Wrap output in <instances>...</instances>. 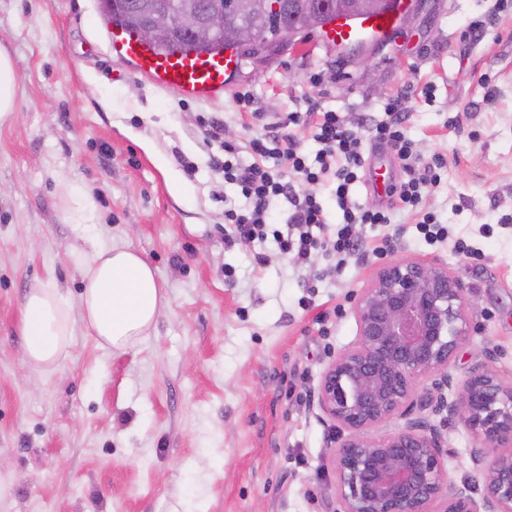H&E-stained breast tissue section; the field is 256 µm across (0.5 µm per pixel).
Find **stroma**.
<instances>
[{
    "label": "stroma",
    "mask_w": 512,
    "mask_h": 512,
    "mask_svg": "<svg viewBox=\"0 0 512 512\" xmlns=\"http://www.w3.org/2000/svg\"><path fill=\"white\" fill-rule=\"evenodd\" d=\"M477 20L483 36L465 39ZM105 24L100 0H0L16 77V117L0 124V465L11 473L0 512H341L336 431L313 393L355 341L353 307L381 260L365 249L341 266L320 251L297 265L270 238L226 243L224 211L243 198L213 160L230 143L251 162L253 136L319 100L365 118L351 196L391 208L372 176L404 173L369 127L386 99L408 94L416 166L447 162L424 205L448 238L427 245L407 213L356 231L394 234L389 258L441 261L469 286L457 379L487 353L512 377V0H413L367 70L314 31L244 58L212 100L134 73L110 54ZM111 245L135 248L157 274L167 304L148 334L115 353L78 322L54 369L28 366L29 289L47 281L77 301L92 248ZM472 445L449 424L448 470L478 491Z\"/></svg>",
    "instance_id": "35a3bbf8"
}]
</instances>
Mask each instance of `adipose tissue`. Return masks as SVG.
Masks as SVG:
<instances>
[{
  "mask_svg": "<svg viewBox=\"0 0 512 512\" xmlns=\"http://www.w3.org/2000/svg\"><path fill=\"white\" fill-rule=\"evenodd\" d=\"M82 282L75 305L46 284L28 291L21 327L31 367H50L67 356L77 318L102 345L127 351L150 329L166 303L154 269L127 245L95 249Z\"/></svg>",
  "mask_w": 512,
  "mask_h": 512,
  "instance_id": "ef3b65f1",
  "label": "adipose tissue"
}]
</instances>
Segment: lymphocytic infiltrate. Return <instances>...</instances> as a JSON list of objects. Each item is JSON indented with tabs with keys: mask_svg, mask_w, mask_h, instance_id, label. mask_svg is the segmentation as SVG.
<instances>
[{
	"mask_svg": "<svg viewBox=\"0 0 512 512\" xmlns=\"http://www.w3.org/2000/svg\"><path fill=\"white\" fill-rule=\"evenodd\" d=\"M383 110L386 118L375 124L372 132L375 138L390 143L402 161L405 173L401 181L391 186L390 192L399 208L418 211L417 228L427 244H434L447 238L448 230L439 224L434 212L421 210L420 205L424 188L438 183L439 171L444 168L445 161L438 156L432 164L415 168L412 163L413 143L404 127L407 110L404 97L388 100ZM301 121L315 128V138L320 144L315 158L311 160L302 153L287 130L288 125ZM361 146L357 125L320 103L312 102L305 111L288 113L286 121L266 128L263 134L250 140L251 164L228 159L221 162L225 181L237 184L245 199L242 209L225 211V223L234 225L244 238H264L270 206L274 200L284 197L291 204L292 211L288 216L287 233L278 237L283 253L293 254L297 261L303 263L319 250L348 258L367 247L374 255H385L390 247L389 239H382L369 247L354 232L358 224L377 226L391 221L390 211L363 209L349 201V187L357 181L362 167ZM329 175L337 181L336 198L342 211V222L335 238L327 241L313 234L314 229L327 222L322 203L315 195L292 193L288 181L294 178L316 184Z\"/></svg>",
	"mask_w": 512,
	"mask_h": 512,
	"instance_id": "lymphocytic-infiltrate-1",
	"label": "lymphocytic infiltrate"
}]
</instances>
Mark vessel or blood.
<instances>
[{"label":"vessel or blood","instance_id":"obj_1","mask_svg":"<svg viewBox=\"0 0 512 512\" xmlns=\"http://www.w3.org/2000/svg\"><path fill=\"white\" fill-rule=\"evenodd\" d=\"M407 6L408 0H397L392 10L376 16L356 20L332 19L323 31V38L326 42L345 46L386 36L396 27ZM108 39L113 55L131 63L158 86L197 99L209 100L222 95L240 66V57L233 50L179 48L159 51L146 46L135 33L123 27H110Z\"/></svg>","mask_w":512,"mask_h":512}]
</instances>
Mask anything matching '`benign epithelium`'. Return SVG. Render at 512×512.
Masks as SVG:
<instances>
[{"label": "benign epithelium", "instance_id": "obj_1", "mask_svg": "<svg viewBox=\"0 0 512 512\" xmlns=\"http://www.w3.org/2000/svg\"><path fill=\"white\" fill-rule=\"evenodd\" d=\"M384 6L385 0H300L298 9L314 21L330 10L360 17ZM248 7L259 21L285 4L150 0L136 33L147 45L182 36L246 43L255 29L232 16ZM472 303L469 287L446 265L414 258L377 267L358 296L357 339L332 357L314 394L339 434L332 468L342 512H512V382L488 354L461 382L450 371L471 335ZM456 420L477 442L469 457L483 477L478 496L448 472L447 425ZM390 422L397 423L393 432L374 434Z\"/></svg>", "mask_w": 512, "mask_h": 512}]
</instances>
